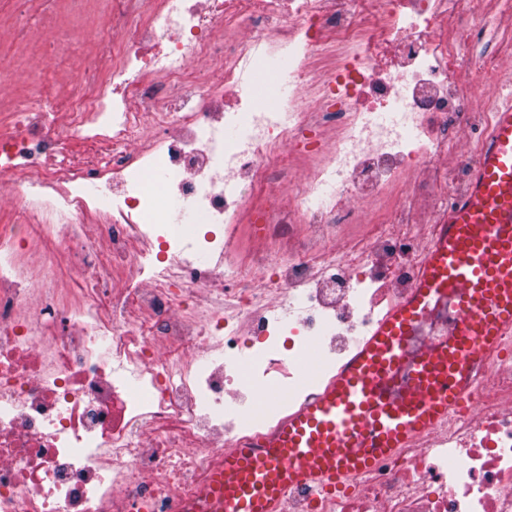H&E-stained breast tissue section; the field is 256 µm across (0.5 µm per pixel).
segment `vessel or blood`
I'll use <instances>...</instances> for the list:
<instances>
[{"label": "vessel or blood", "instance_id": "vessel-or-blood-1", "mask_svg": "<svg viewBox=\"0 0 512 512\" xmlns=\"http://www.w3.org/2000/svg\"><path fill=\"white\" fill-rule=\"evenodd\" d=\"M454 310L458 324L408 355L415 324ZM512 331V100L493 114L461 197L425 249L411 292L307 404L262 438L224 451L211 486L183 512H283L291 488L366 473L447 422L473 368Z\"/></svg>", "mask_w": 512, "mask_h": 512}]
</instances>
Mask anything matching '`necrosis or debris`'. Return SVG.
Masks as SVG:
<instances>
[{
  "label": "necrosis or debris",
  "mask_w": 512,
  "mask_h": 512,
  "mask_svg": "<svg viewBox=\"0 0 512 512\" xmlns=\"http://www.w3.org/2000/svg\"><path fill=\"white\" fill-rule=\"evenodd\" d=\"M106 2L81 77L49 110L0 114V512L196 499L229 443L341 368L351 317L406 295L416 225L340 230L411 168L436 176L476 100L448 26L480 35L482 0ZM222 26L237 38L216 40ZM277 56L301 94L258 101L248 75ZM173 202L222 234L170 229ZM72 250L74 298L33 292ZM327 334L310 371L300 359ZM229 395L245 427L225 422ZM286 498L289 512H512V335L444 426Z\"/></svg>",
  "instance_id": "necrosis-or-debris-1"
}]
</instances>
